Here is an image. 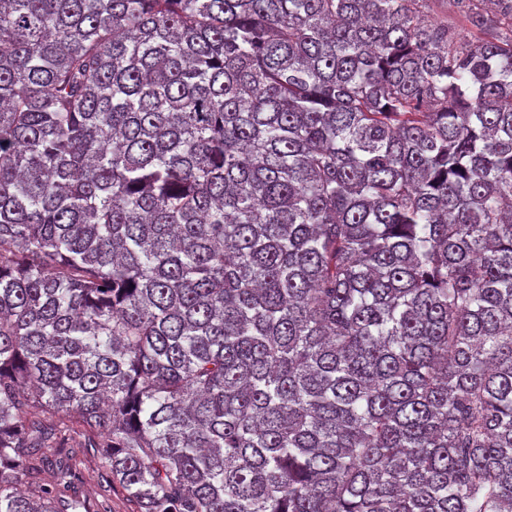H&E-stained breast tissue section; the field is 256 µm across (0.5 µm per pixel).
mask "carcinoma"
<instances>
[{
	"label": "carcinoma",
	"mask_w": 512,
	"mask_h": 512,
	"mask_svg": "<svg viewBox=\"0 0 512 512\" xmlns=\"http://www.w3.org/2000/svg\"><path fill=\"white\" fill-rule=\"evenodd\" d=\"M420 2L0 0V512H512V0ZM72 460L77 473L82 480L84 492L91 497L102 500L104 496L110 501L112 512H134V504L126 497L119 486L105 482L104 471L96 454L90 448H74Z\"/></svg>",
	"instance_id": "cac0c4a2"
}]
</instances>
